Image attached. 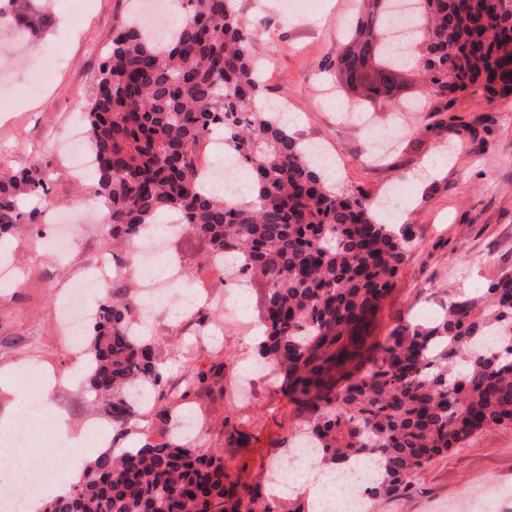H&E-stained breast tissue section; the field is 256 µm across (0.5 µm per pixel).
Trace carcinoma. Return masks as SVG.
Here are the masks:
<instances>
[{
    "label": "carcinoma",
    "mask_w": 512,
    "mask_h": 512,
    "mask_svg": "<svg viewBox=\"0 0 512 512\" xmlns=\"http://www.w3.org/2000/svg\"><path fill=\"white\" fill-rule=\"evenodd\" d=\"M353 35L333 66L359 90L355 107L397 111L399 72L415 68L425 96H512V0H416L421 27L403 54L388 40L387 0H360ZM183 20L162 41L119 23L94 78L86 112L94 195L103 234L136 261L141 232L161 214L182 218L208 254L234 261L264 288L260 356L280 374V391L305 416L299 435L318 465L335 474L376 462L366 497L407 484L432 458L488 426L512 428V272L477 296L451 299L425 324L400 321L373 335L382 301L407 260L413 225L394 232L366 200L343 197L264 102L255 58L263 21L239 0H181ZM18 35L37 39L53 17L33 0H0ZM242 165L250 195L201 192L196 159L216 133ZM48 179L22 169L0 175V233L39 227L27 205L48 196ZM137 303L112 278L93 324L84 382L107 401L112 423L163 396V372ZM42 512H271L239 484L218 453L166 437L102 452L69 493Z\"/></svg>",
    "instance_id": "cac0c4a2"
}]
</instances>
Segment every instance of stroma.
Masks as SVG:
<instances>
[{
  "label": "stroma",
  "instance_id": "stroma-1",
  "mask_svg": "<svg viewBox=\"0 0 512 512\" xmlns=\"http://www.w3.org/2000/svg\"><path fill=\"white\" fill-rule=\"evenodd\" d=\"M240 3L246 15L269 21L258 46L267 99L285 104L296 137L319 143L337 160V189L370 199L405 190L400 208L415 237L376 322V335L386 336L397 320H421L442 301L478 294L512 268V97L490 103L467 93L451 103L435 96L423 99L420 112L375 110L370 129H363L346 115L357 94L337 85L331 65L358 0H320L311 14L284 11L278 0ZM43 7L55 22L39 43L14 49L11 97L0 107V171L42 163L50 175L43 236L21 224L0 243V259L23 279L22 287L0 288V419L17 417L21 409L13 383L18 368L36 363L56 375L47 407L51 421L25 435L13 458L0 461L14 472L23 459L40 454L47 440L68 442L93 420L109 429L117 449L158 438L165 429L146 410L115 429L105 404L70 383L73 357L58 334L63 289L99 254L111 253V241L88 224L64 258L51 254L59 233L55 216L94 200L92 176L76 180L69 174L64 120L86 110L114 25L138 16L132 0H85L78 14L69 11L67 0H45ZM43 43L65 64L33 94L31 69ZM205 254V243L191 233L170 238L166 255L180 265L189 287L169 298L143 300L159 343L163 389L170 397L187 393L199 450L221 452L226 468L271 501L275 512H312L307 487L275 494L267 483L271 464L283 458L285 440L300 416L277 382L257 375L245 385L237 378V361L258 357L251 329L263 290L248 289L245 299H238L234 283H220L205 265ZM236 300L242 303L236 320L223 322L222 335H205L206 326L220 320V305ZM200 371L209 376L206 385L188 389L190 373ZM477 486L496 512H512V498L501 495L512 489L511 429H484L465 446L435 457L409 485L370 500L368 512H446Z\"/></svg>",
  "mask_w": 512,
  "mask_h": 512
}]
</instances>
